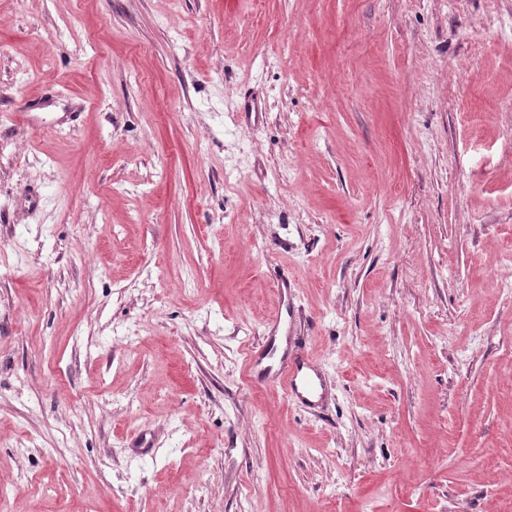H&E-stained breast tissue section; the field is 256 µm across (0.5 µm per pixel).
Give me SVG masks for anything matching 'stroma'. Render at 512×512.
Listing matches in <instances>:
<instances>
[{"instance_id":"1","label":"stroma","mask_w":512,"mask_h":512,"mask_svg":"<svg viewBox=\"0 0 512 512\" xmlns=\"http://www.w3.org/2000/svg\"><path fill=\"white\" fill-rule=\"evenodd\" d=\"M511 245L512 0H0V512H512ZM282 312L270 323V333L266 341L253 347L248 356L247 379L252 382L255 378H274L284 390L287 397L297 399L306 405L314 406L310 397L315 396L321 390L324 395V385L320 372L314 360L307 352H299L292 359H284L279 363L275 360L278 350V333L281 329Z\"/></svg>"}]
</instances>
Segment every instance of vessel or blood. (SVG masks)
I'll return each instance as SVG.
<instances>
[{
    "mask_svg": "<svg viewBox=\"0 0 512 512\" xmlns=\"http://www.w3.org/2000/svg\"><path fill=\"white\" fill-rule=\"evenodd\" d=\"M280 320H273L270 333L262 345L253 347L248 356V379L274 378L287 397L309 403L323 388V381L314 360L308 353L292 359L277 358Z\"/></svg>",
    "mask_w": 512,
    "mask_h": 512,
    "instance_id": "1",
    "label": "vessel or blood"
}]
</instances>
